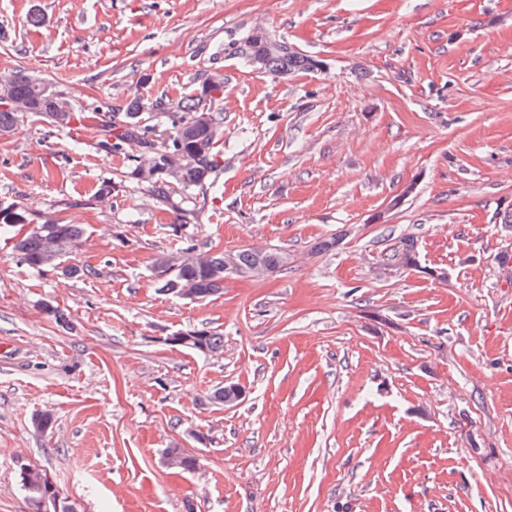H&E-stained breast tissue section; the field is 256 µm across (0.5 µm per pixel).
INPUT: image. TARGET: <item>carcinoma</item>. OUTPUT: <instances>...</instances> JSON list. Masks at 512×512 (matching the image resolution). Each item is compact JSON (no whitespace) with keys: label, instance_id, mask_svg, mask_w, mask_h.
Listing matches in <instances>:
<instances>
[{"label":"carcinoma","instance_id":"obj_1","mask_svg":"<svg viewBox=\"0 0 512 512\" xmlns=\"http://www.w3.org/2000/svg\"><path fill=\"white\" fill-rule=\"evenodd\" d=\"M273 40L261 29L253 30L241 48L249 62L267 57L265 70L281 76L299 70H317L320 62L279 41V50L268 52ZM224 92V73L215 69L206 74L199 92L181 103L163 99L154 101L133 97L122 113L114 112L102 121L103 142L116 152H125L130 162L129 176L145 186L158 201L167 204L175 214L173 232L179 235L178 251L161 253L153 262V271L161 289L178 295L204 300L224 290V252L203 250L187 233L189 213L168 193L175 184L184 191L204 188L215 169L213 145L224 122L220 112H208L206 122L197 121L202 100L214 101ZM159 111L166 121V135L161 138L156 129L143 123L142 113ZM45 117L56 127H67L76 118L73 105L62 95L55 94L49 102L37 87V77L22 70L0 72V134L14 131L25 117ZM82 224H65L49 217L19 237L14 251L23 264L37 270L56 268L61 257L77 250L83 242ZM239 275L246 277L260 267L273 274L288 268V250L277 246H252L235 251ZM383 261L395 262L404 269L418 267L419 258L414 240L405 238L385 253ZM203 345L212 353L224 351V336L210 328L199 329ZM19 482L35 507L47 497H59L49 482L19 474Z\"/></svg>","mask_w":512,"mask_h":512}]
</instances>
